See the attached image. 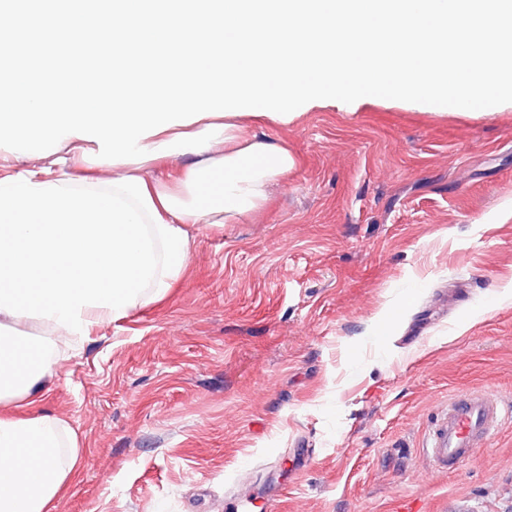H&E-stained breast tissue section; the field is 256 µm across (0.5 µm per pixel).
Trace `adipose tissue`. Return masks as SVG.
<instances>
[{
	"label": "adipose tissue",
	"mask_w": 512,
	"mask_h": 512,
	"mask_svg": "<svg viewBox=\"0 0 512 512\" xmlns=\"http://www.w3.org/2000/svg\"><path fill=\"white\" fill-rule=\"evenodd\" d=\"M218 143L148 178L143 164L85 168L87 140H63L47 166L0 177V512H57L80 465L79 439L41 406L51 352L20 354V329L89 336L164 299L190 259L189 227L235 224L264 209L295 169L285 145L258 137L265 115L225 116Z\"/></svg>",
	"instance_id": "ef3b65f1"
}]
</instances>
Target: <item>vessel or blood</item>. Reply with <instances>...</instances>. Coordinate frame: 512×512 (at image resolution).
Returning <instances> with one entry per match:
<instances>
[{
	"instance_id": "1",
	"label": "vessel or blood",
	"mask_w": 512,
	"mask_h": 512,
	"mask_svg": "<svg viewBox=\"0 0 512 512\" xmlns=\"http://www.w3.org/2000/svg\"><path fill=\"white\" fill-rule=\"evenodd\" d=\"M512 425V403L491 391L462 392L449 400L428 425L423 448L439 471L450 472L473 460L480 448ZM225 506L251 512L257 505L248 477H240Z\"/></svg>"
}]
</instances>
